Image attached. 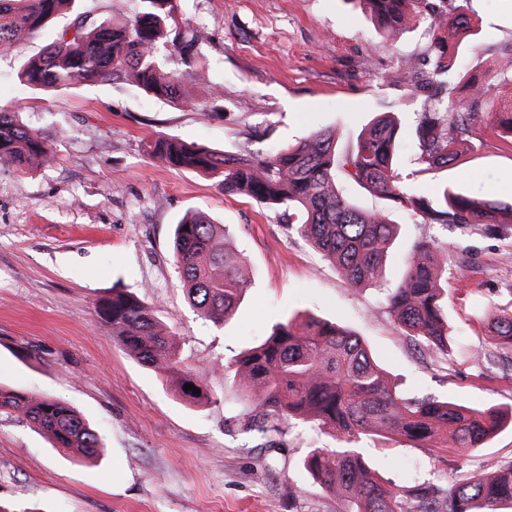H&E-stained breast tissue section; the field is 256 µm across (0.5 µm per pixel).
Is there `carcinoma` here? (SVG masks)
<instances>
[{
    "instance_id": "1",
    "label": "carcinoma",
    "mask_w": 512,
    "mask_h": 512,
    "mask_svg": "<svg viewBox=\"0 0 512 512\" xmlns=\"http://www.w3.org/2000/svg\"><path fill=\"white\" fill-rule=\"evenodd\" d=\"M74 0H0V53L49 25ZM122 25L94 23L79 14L59 41L27 62L19 81L34 90L68 89L100 80L127 79L142 91L185 101L163 51L196 60L197 36L186 38L173 0H136ZM378 26L396 32L419 23L409 10L413 0H363ZM470 0H449L430 28L452 39L471 34ZM454 51L412 84L422 100L415 126L419 172L431 174L452 164L473 132L485 92L475 90L469 104L452 100L450 80L458 75ZM490 129L512 138V106L493 113ZM402 126L397 112L381 113L346 151L337 150L336 133L318 130L271 152L229 155L201 145L159 136L148 145L161 162L200 171L218 180L226 195L246 196L282 211L285 225L305 237L352 285L377 283L398 225L384 212H368L349 201L337 183L342 172L393 208H403L429 226L472 224L492 230L512 224V203L478 200L445 186L431 199L404 183L396 170ZM48 139L25 125L18 113L0 108V167L26 172L52 162ZM224 224L201 211L176 224L173 251L181 282L198 315L222 325L234 313L252 270L247 257L227 246ZM405 273L385 297L396 327L431 353L448 354V248L434 236L421 238L405 260ZM112 339L140 364L177 376L181 397H208L201 378L179 374V337L155 307L134 293L115 291L94 304ZM492 337L512 350V311L496 315ZM251 411L246 430L270 439L292 422L330 430L343 448L312 449L304 466L313 480L348 504L346 512H500L512 506V461L487 474H461L451 484L423 480L398 485L380 478L351 446L363 438L399 436L416 442L440 440L461 453L481 448L512 423V410L476 408L432 396H408L388 377L357 334L309 313L276 323L257 345L224 364ZM191 383L200 394L185 390ZM0 414L41 433L73 461L94 457L103 447L97 431L68 402L0 387Z\"/></svg>"
}]
</instances>
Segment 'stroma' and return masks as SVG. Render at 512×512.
Here are the masks:
<instances>
[{
    "label": "stroma",
    "instance_id": "obj_1",
    "mask_svg": "<svg viewBox=\"0 0 512 512\" xmlns=\"http://www.w3.org/2000/svg\"><path fill=\"white\" fill-rule=\"evenodd\" d=\"M439 0H415L418 25L379 30L363 0H174L196 35L197 61L169 54L189 101L144 94L128 81L36 92L16 73L55 41L75 13L125 22L136 0H79L51 29L0 55V107L45 133L53 163L0 169V386L59 397L96 429L104 446L80 463L59 454L26 424L0 416V500L17 512H344L303 466L331 435L284 427L274 443L244 431L246 409L224 364L258 344L272 325L309 312L361 336L392 382L410 395L472 407L512 408V352L492 347L488 324L512 309V225L487 234L472 225L441 232L448 244L449 354L420 350L396 329L384 291L430 230L396 209L401 232L381 284L354 286L280 212L225 195L213 179L152 159L159 135L238 154L293 144L336 129L339 145L381 112L401 105L406 133L397 169L432 196L449 184L476 199L512 202V143L492 135V112L512 103L496 77L497 52L512 43V0H473L472 36L456 44L454 97L485 89L466 152L438 173L417 175L411 131L422 103L411 95V62L436 61L428 32ZM215 107H208L211 93ZM200 209L233 231L232 247L252 267V285L228 322L216 326L189 306L172 250L179 218ZM123 288L153 304L180 338L182 371L205 379L209 403L193 406L176 379L141 365L112 340L93 302ZM358 450L383 478L404 484L455 470H490L512 460V426L464 455L395 438Z\"/></svg>",
    "mask_w": 512,
    "mask_h": 512
}]
</instances>
